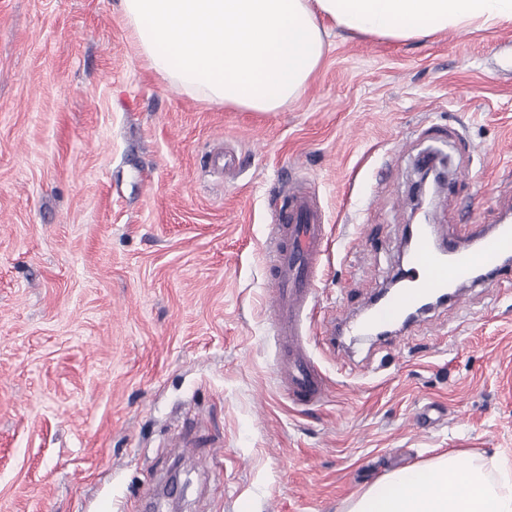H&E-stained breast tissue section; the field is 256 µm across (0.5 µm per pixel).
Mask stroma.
Here are the masks:
<instances>
[{"mask_svg":"<svg viewBox=\"0 0 512 512\" xmlns=\"http://www.w3.org/2000/svg\"><path fill=\"white\" fill-rule=\"evenodd\" d=\"M303 95L207 103L137 53L119 0H0V512H347L448 450L512 467V271L394 335L329 344L294 406L274 379L264 247L291 186L329 239L317 319L399 272L421 157L438 235L512 214V23L421 41L328 26ZM235 168L219 173L216 148Z\"/></svg>","mask_w":512,"mask_h":512,"instance_id":"obj_1","label":"stroma"}]
</instances>
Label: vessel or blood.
<instances>
[{
	"instance_id": "obj_1",
	"label": "vessel or blood",
	"mask_w": 512,
	"mask_h": 512,
	"mask_svg": "<svg viewBox=\"0 0 512 512\" xmlns=\"http://www.w3.org/2000/svg\"><path fill=\"white\" fill-rule=\"evenodd\" d=\"M325 226L311 196L299 191L286 208L276 212L269 235L265 267L272 283L270 329L278 347L276 375L289 399L298 405L321 402L326 383L303 341L308 308L316 299L314 276L319 265ZM512 250V225H499L495 234L482 237L477 251L465 252L454 242L436 250L426 231H418L417 243L407 258L406 285L382 304L376 323L397 322L409 308L448 286L469 279L478 264H495Z\"/></svg>"
}]
</instances>
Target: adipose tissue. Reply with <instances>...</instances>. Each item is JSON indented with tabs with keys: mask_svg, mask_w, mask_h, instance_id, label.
<instances>
[{
	"mask_svg": "<svg viewBox=\"0 0 512 512\" xmlns=\"http://www.w3.org/2000/svg\"><path fill=\"white\" fill-rule=\"evenodd\" d=\"M120 8L138 53L162 79L252 112L301 96L328 50L325 23L406 40L512 21V0H120ZM349 512H512V470L493 479L451 452L387 474Z\"/></svg>",
	"mask_w": 512,
	"mask_h": 512,
	"instance_id": "ef3b65f1",
	"label": "adipose tissue"
}]
</instances>
